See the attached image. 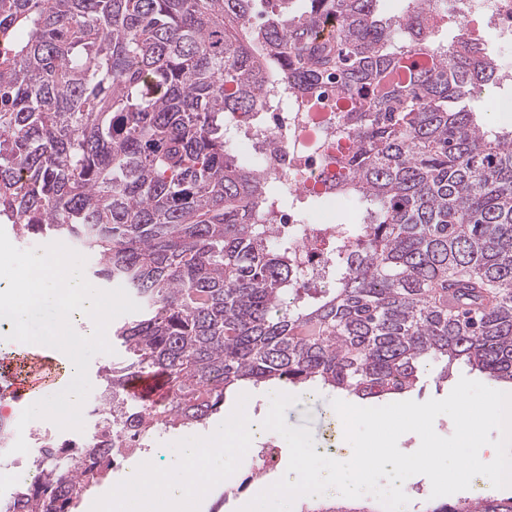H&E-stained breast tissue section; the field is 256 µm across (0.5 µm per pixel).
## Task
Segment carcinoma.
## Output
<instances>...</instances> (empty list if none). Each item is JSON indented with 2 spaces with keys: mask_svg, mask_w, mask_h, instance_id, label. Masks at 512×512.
<instances>
[{
  "mask_svg": "<svg viewBox=\"0 0 512 512\" xmlns=\"http://www.w3.org/2000/svg\"><path fill=\"white\" fill-rule=\"evenodd\" d=\"M257 2L0 0V224L79 241L91 276L141 306L112 329L102 384L142 408L137 434L205 422L244 385L376 402L462 361L512 387V129L466 104L499 81L495 60L472 35L438 39L448 0L397 18L379 0H263L254 25ZM285 95L294 126L325 113L323 184L359 209L335 237L314 229L330 267L310 286L269 230L324 193L272 194L233 148ZM141 378L167 395L134 397ZM75 452L91 468L40 457L11 512H75L112 449ZM426 512H512V497Z\"/></svg>",
  "mask_w": 512,
  "mask_h": 512,
  "instance_id": "1",
  "label": "carcinoma"
}]
</instances>
